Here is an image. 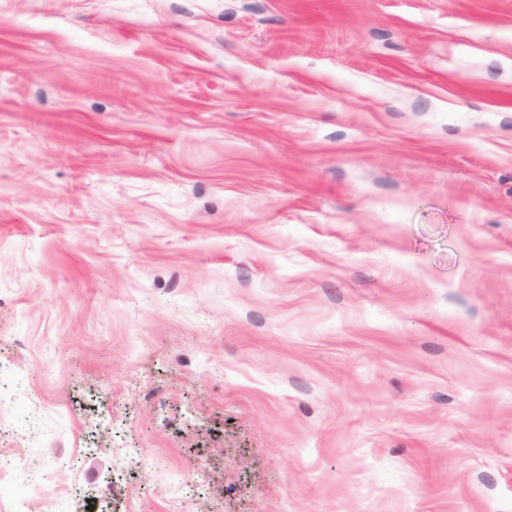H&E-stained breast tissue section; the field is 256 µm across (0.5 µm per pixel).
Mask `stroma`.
<instances>
[{"instance_id":"stroma-1","label":"stroma","mask_w":512,"mask_h":512,"mask_svg":"<svg viewBox=\"0 0 512 512\" xmlns=\"http://www.w3.org/2000/svg\"><path fill=\"white\" fill-rule=\"evenodd\" d=\"M0 512H512V0H0Z\"/></svg>"}]
</instances>
